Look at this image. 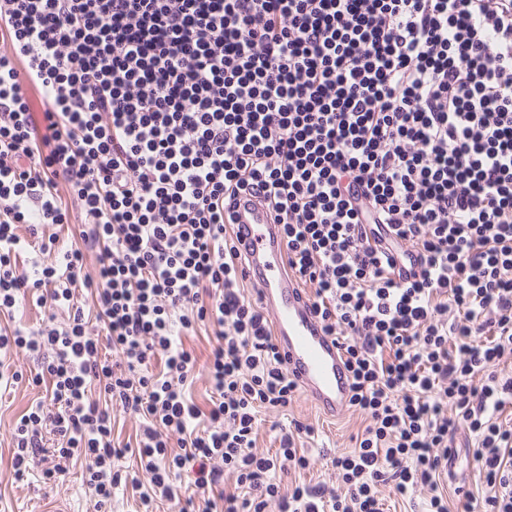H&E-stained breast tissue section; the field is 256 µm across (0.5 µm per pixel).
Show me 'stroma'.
I'll return each mask as SVG.
<instances>
[{"label":"stroma","instance_id":"1","mask_svg":"<svg viewBox=\"0 0 512 512\" xmlns=\"http://www.w3.org/2000/svg\"><path fill=\"white\" fill-rule=\"evenodd\" d=\"M77 229L74 223L51 227V234L57 238L51 251L31 250L21 254L17 264L19 273L36 279L42 268L54 263L64 251L79 248L81 241L76 234ZM48 324L65 328L67 312L51 311L31 297L23 300L12 315H0V326L5 327L16 325L37 331ZM212 337V327L202 323L181 335L184 347L198 359L197 374L187 393L204 411L208 410L212 396L205 365ZM44 394V387H35L25 381L0 390V512H136L137 498L128 488L114 490L109 502L98 505L96 497L84 484L82 469L77 465L50 482L44 481L37 466L24 477H16L11 466L12 427L17 418ZM259 417L261 424L256 436V449L264 453L276 452L281 425L295 420L313 427V434L300 440L311 459V466L289 476L290 481L308 486L331 483L334 478L332 459L353 451L355 438L365 426L363 417L351 410L340 419H327L300 393L295 394L286 411L264 410Z\"/></svg>","mask_w":512,"mask_h":512}]
</instances>
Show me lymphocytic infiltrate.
Masks as SVG:
<instances>
[{"label": "lymphocytic infiltrate", "mask_w": 512, "mask_h": 512, "mask_svg": "<svg viewBox=\"0 0 512 512\" xmlns=\"http://www.w3.org/2000/svg\"><path fill=\"white\" fill-rule=\"evenodd\" d=\"M0 28V311L35 291L70 311L61 330L0 331V382L22 380L19 353L52 380L14 427L15 474L81 458L99 503L127 485L141 512H382L387 481L448 512L464 428L483 488L457 490L460 512H512V374L498 371L512 360V0H0ZM63 187L97 272L77 249L28 279L20 250L52 244L17 227L67 223ZM256 193L368 419L333 486L284 494L275 479L309 466L296 439L311 426L255 450L260 409L298 389L239 288L226 216ZM203 321L205 413L179 337ZM116 407L145 422L133 451L149 490L115 467L132 450L112 437ZM184 472L202 503L179 493Z\"/></svg>", "instance_id": "lymphocytic-infiltrate-1"}]
</instances>
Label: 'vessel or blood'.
Segmentation results:
<instances>
[{"mask_svg":"<svg viewBox=\"0 0 512 512\" xmlns=\"http://www.w3.org/2000/svg\"><path fill=\"white\" fill-rule=\"evenodd\" d=\"M235 227L247 247L246 277L273 316L275 339L287 355L290 374L323 415L339 418L351 397L349 373L338 341L325 333L308 295L281 260L278 225L247 197L237 209Z\"/></svg>","mask_w":512,"mask_h":512,"instance_id":"b4317fda","label":"vessel or blood"}]
</instances>
